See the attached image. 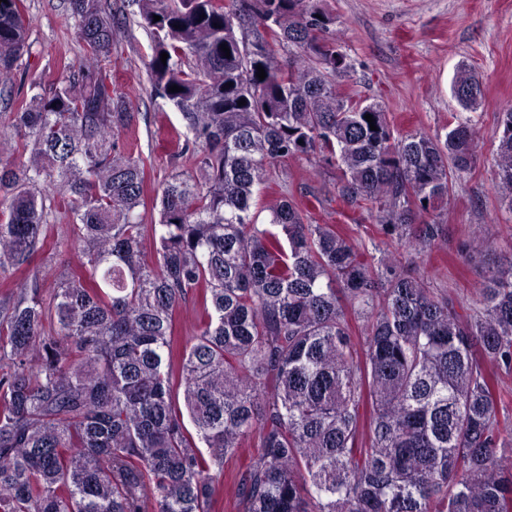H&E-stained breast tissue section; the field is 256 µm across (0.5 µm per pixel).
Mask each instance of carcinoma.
<instances>
[{"instance_id":"1","label":"carcinoma","mask_w":512,"mask_h":512,"mask_svg":"<svg viewBox=\"0 0 512 512\" xmlns=\"http://www.w3.org/2000/svg\"><path fill=\"white\" fill-rule=\"evenodd\" d=\"M19 2L0 0L1 84L30 54ZM139 2L151 92L179 112L175 156L195 174L173 168L145 223V165L123 138L137 113L102 66L127 18L69 0L82 59L0 135V279L60 213L54 245L78 253L49 296L37 271L0 299V512H212L241 456L239 512H512V265L473 306L406 269L439 249L476 159L471 117L404 134L341 95L353 64L313 0ZM452 91L466 110L484 97L466 67ZM495 134L512 211V109ZM301 160L387 248L313 220L308 188L259 222L272 170ZM189 299L201 315L180 346Z\"/></svg>"}]
</instances>
